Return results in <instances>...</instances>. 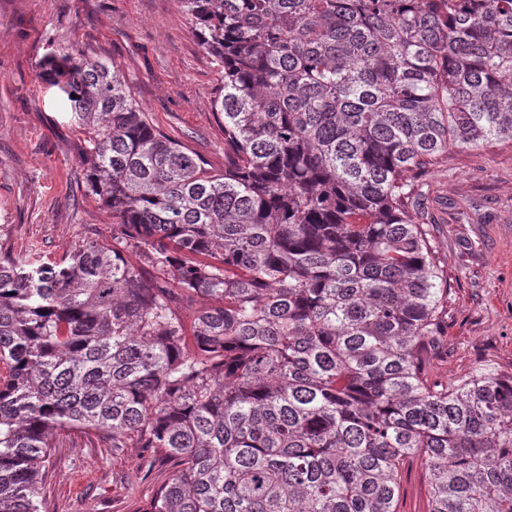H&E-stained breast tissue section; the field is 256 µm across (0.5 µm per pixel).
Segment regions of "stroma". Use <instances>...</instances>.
Segmentation results:
<instances>
[{
    "instance_id": "obj_1",
    "label": "stroma",
    "mask_w": 512,
    "mask_h": 512,
    "mask_svg": "<svg viewBox=\"0 0 512 512\" xmlns=\"http://www.w3.org/2000/svg\"><path fill=\"white\" fill-rule=\"evenodd\" d=\"M78 50L116 63L155 125L224 167L223 82L179 0H0V243L45 260L112 238L111 212L86 189L83 137L42 77L49 55ZM412 214L449 286L428 380L512 374V141L439 156ZM173 471L152 449L64 433L38 498L42 512H143Z\"/></svg>"
}]
</instances>
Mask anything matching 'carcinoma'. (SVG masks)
Segmentation results:
<instances>
[{"label": "carcinoma", "instance_id": "carcinoma-1", "mask_svg": "<svg viewBox=\"0 0 512 512\" xmlns=\"http://www.w3.org/2000/svg\"><path fill=\"white\" fill-rule=\"evenodd\" d=\"M179 2L224 170L115 63L42 72L116 222L51 264L0 246V512H39L70 431L175 462L145 512H397L413 458L429 512H512V374L425 378L448 289L410 204L448 147L512 140V0Z\"/></svg>", "mask_w": 512, "mask_h": 512}]
</instances>
